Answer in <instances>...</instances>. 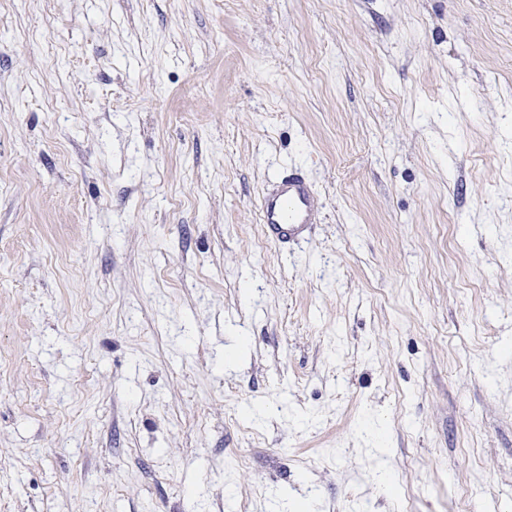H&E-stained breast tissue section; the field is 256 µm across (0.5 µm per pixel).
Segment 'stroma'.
Wrapping results in <instances>:
<instances>
[{"mask_svg":"<svg viewBox=\"0 0 512 512\" xmlns=\"http://www.w3.org/2000/svg\"><path fill=\"white\" fill-rule=\"evenodd\" d=\"M474 507L512 512V0H0V512ZM319 198L297 170L277 177L257 203L260 223L274 244L306 238L317 224Z\"/></svg>","mask_w":512,"mask_h":512,"instance_id":"obj_1","label":"stroma"}]
</instances>
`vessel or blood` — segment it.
I'll use <instances>...</instances> for the list:
<instances>
[{"instance_id": "vessel-or-blood-1", "label": "vessel or blood", "mask_w": 512, "mask_h": 512, "mask_svg": "<svg viewBox=\"0 0 512 512\" xmlns=\"http://www.w3.org/2000/svg\"><path fill=\"white\" fill-rule=\"evenodd\" d=\"M319 208L313 186L296 170L277 177L257 203L265 234L275 244L306 238L318 221Z\"/></svg>"}]
</instances>
